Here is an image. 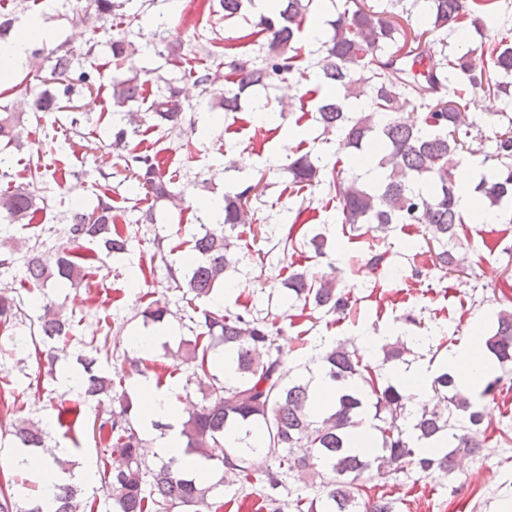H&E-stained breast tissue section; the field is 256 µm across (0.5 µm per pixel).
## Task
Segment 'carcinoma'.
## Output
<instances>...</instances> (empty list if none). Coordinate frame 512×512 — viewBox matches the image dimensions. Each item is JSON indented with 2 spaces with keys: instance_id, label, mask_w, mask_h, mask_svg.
<instances>
[{
  "instance_id": "1",
  "label": "carcinoma",
  "mask_w": 512,
  "mask_h": 512,
  "mask_svg": "<svg viewBox=\"0 0 512 512\" xmlns=\"http://www.w3.org/2000/svg\"><path fill=\"white\" fill-rule=\"evenodd\" d=\"M254 0H218L224 18L246 16ZM313 0H277L268 14H259L252 36L264 39L265 56L253 61L249 54L233 47L224 52V67L234 76V87L224 93L226 112L241 109V96L248 90L267 88L300 70L298 42L305 31L309 3ZM497 0H428L423 35L443 29L454 30L467 22L473 31V46L448 60V67L432 69L424 79L406 76L396 62L401 57L418 56L409 44L407 32L381 12L370 8L346 9L327 21L330 30L315 37L322 42L324 56L316 63L322 83L336 89L317 106V121L326 132L343 135L342 148L354 149L369 158L372 169L383 171L379 181L366 182L356 175L338 181L331 176L329 186L339 196L345 223L362 224L367 229L386 230L392 224H422L425 243L440 267L448 273L460 271L462 263L453 252L464 231L465 215L459 208L460 191L454 180L464 154L466 140L460 138L466 122L467 91H482L499 97L512 94V37H503L490 59H484V45L476 42L482 35V17L495 13ZM94 14L105 19L119 9L117 0H93ZM132 44L122 38L112 41V64L124 68ZM50 81L54 89L31 92L28 84L18 83L11 90L33 96L32 111L56 112L62 100H71L80 89H92L96 74L89 70L75 72V55L68 50L47 53ZM420 101V112H403L402 97ZM143 83L136 76L112 80V106L120 115L121 125L113 126L112 147L127 151L125 171L154 203H172L177 195L173 181L161 169L157 156L128 150V128L140 125L139 111L133 104H143ZM146 111L158 127L176 128L182 118L184 103L178 87L169 84L154 98ZM24 113L0 111V142L18 143ZM497 164L480 174L473 186L488 207L497 212V220L512 224V212L504 203L512 199V128L495 136L494 150L481 164ZM294 183H320V167L311 153L305 152L288 163ZM252 186L234 194H224L223 213L217 224H202L193 236L190 269L185 284H180L174 269L167 267L177 288H185L186 317L195 325L196 335L184 341V358L193 368L195 383L202 393L200 406L188 412L179 431L185 455L200 461H218L224 476L215 484L201 486L189 477L182 460L161 458L148 465L140 453L142 439L134 427L131 413L133 398L127 388L94 369L96 359L80 358L83 371L76 373L75 389L105 408L92 423H85L81 411L72 420L58 421L66 432L89 431L92 437L121 458V464L104 469L102 484L112 500V512H200V508L219 509L215 501L219 486L235 482L257 484L263 497L275 503L285 479L319 478L318 493L298 497L283 505L290 512H396L395 502L384 496L372 501L363 497L364 475L373 468L413 469L430 475L437 471L454 473L458 459L476 457L483 448L484 406L480 401L495 396L512 371V299L502 295V307L495 315L492 333L485 345L496 359L502 374L485 383L479 392L465 393L455 376L442 368L431 381L435 401L423 405L418 415L407 410V398L401 385L383 372L384 365L404 361L410 353L409 340L400 338L381 346L382 362L373 366L359 351L339 342L311 356L302 372L283 367L276 351L274 323L249 309L242 312L212 311L205 304L224 285V273L236 262L234 243L226 230L252 223ZM40 207L36 197L17 187L0 192V272H9L21 260L25 278L34 288L51 283L58 288L85 278L98 252L109 255L129 253L130 237L118 224L108 195L98 196L90 211L71 210L64 228L66 241L49 250L35 246L16 258L8 228L26 219L33 220ZM288 291L303 305H311L326 314L345 317L352 309L349 293L338 287L334 278L316 279L307 272H292L287 278ZM23 300L0 294V331L16 326L22 314ZM71 319L62 306L46 299L43 313L37 316L38 336L54 351L53 343L66 339ZM232 358L235 380L224 378V368L217 358ZM319 371L341 387L335 405L321 421L308 410L310 380ZM363 425L377 432L378 451L362 453L352 447L351 431ZM254 428L260 440L256 445L240 438L230 444L226 435L234 429ZM13 436L18 448L47 470L57 467L71 471L69 461L57 449L47 446L48 432L40 424L20 418ZM443 442V449L426 453L422 446ZM261 449L274 461L263 476L253 475L247 456ZM52 512H77V486L56 484ZM12 488L0 486V512H44L43 497L30 498L20 509Z\"/></svg>"
}]
</instances>
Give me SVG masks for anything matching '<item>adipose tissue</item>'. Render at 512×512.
<instances>
[{"label": "adipose tissue", "mask_w": 512, "mask_h": 512, "mask_svg": "<svg viewBox=\"0 0 512 512\" xmlns=\"http://www.w3.org/2000/svg\"><path fill=\"white\" fill-rule=\"evenodd\" d=\"M51 33L40 21L27 23L24 32L6 43H0V58L4 59L10 70L20 69L26 62L31 46L37 41L51 40ZM445 366L454 371L464 391L476 390L494 370L485 343L480 334H473L466 343L448 353ZM139 405L142 409L141 423L144 428H151L154 421L170 423L167 435L153 441L151 453L161 457H183L184 450L180 443L177 427L180 423L181 409L178 400L168 391L145 383L137 390Z\"/></svg>", "instance_id": "ef3b65f1"}]
</instances>
